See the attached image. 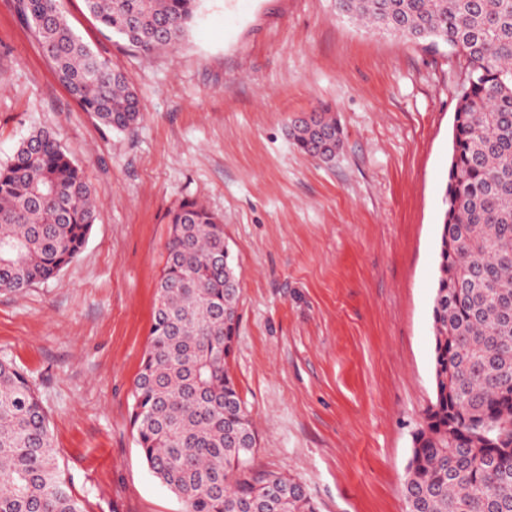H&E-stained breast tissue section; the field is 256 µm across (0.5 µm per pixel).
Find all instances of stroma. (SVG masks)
<instances>
[{
  "label": "stroma",
  "mask_w": 512,
  "mask_h": 512,
  "mask_svg": "<svg viewBox=\"0 0 512 512\" xmlns=\"http://www.w3.org/2000/svg\"><path fill=\"white\" fill-rule=\"evenodd\" d=\"M144 107L110 131L57 81L0 0V162L46 127L84 170L96 220L55 279L0 291V359L37 389L87 512H186L130 422L166 259L168 212L219 216L240 280L230 368L256 470L303 482L319 512H405L412 437L435 396L431 308L463 62L336 13L335 0H203L149 58L61 0ZM328 105L336 159L301 153L297 114Z\"/></svg>",
  "instance_id": "stroma-1"
}]
</instances>
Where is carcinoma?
Here are the masks:
<instances>
[{
    "label": "carcinoma",
    "instance_id": "cac0c4a2",
    "mask_svg": "<svg viewBox=\"0 0 512 512\" xmlns=\"http://www.w3.org/2000/svg\"><path fill=\"white\" fill-rule=\"evenodd\" d=\"M201 0H85L141 55L180 45ZM81 109L124 132L141 117L120 71L71 30L59 0H14ZM338 15L437 52L459 50V92L432 307L435 398L413 436L406 512H512V0H336ZM288 136L324 162L343 131L323 108ZM95 221L81 168L45 128L0 163V291L57 276ZM133 385L135 440L187 512H317L303 483L252 471L256 434L230 372L239 278L224 224L184 200ZM0 512H85L65 487L49 421L25 375L0 360Z\"/></svg>",
    "mask_w": 512,
    "mask_h": 512
}]
</instances>
